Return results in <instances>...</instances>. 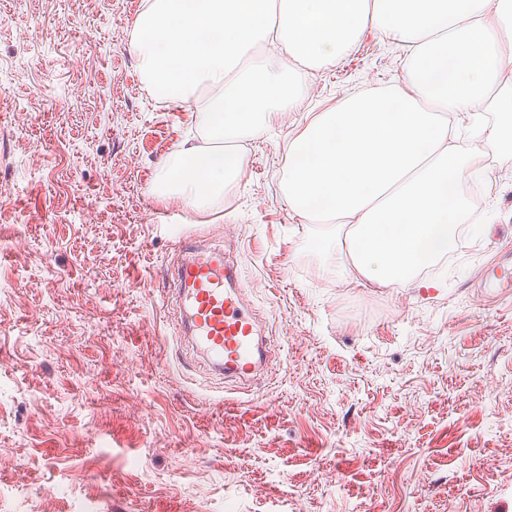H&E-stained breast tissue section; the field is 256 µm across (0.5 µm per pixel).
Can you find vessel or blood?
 Here are the masks:
<instances>
[{"mask_svg": "<svg viewBox=\"0 0 512 512\" xmlns=\"http://www.w3.org/2000/svg\"><path fill=\"white\" fill-rule=\"evenodd\" d=\"M182 257L171 273L181 329L198 360L225 378L255 379L266 354L260 324L247 303L240 269L223 248L194 238L181 242ZM484 287L512 290L506 263L485 268Z\"/></svg>", "mask_w": 512, "mask_h": 512, "instance_id": "1", "label": "vessel or blood"}]
</instances>
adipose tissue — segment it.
Wrapping results in <instances>:
<instances>
[{"instance_id":"ef3b65f1","label":"adipose tissue","mask_w":512,"mask_h":512,"mask_svg":"<svg viewBox=\"0 0 512 512\" xmlns=\"http://www.w3.org/2000/svg\"><path fill=\"white\" fill-rule=\"evenodd\" d=\"M374 28L406 47L400 79L343 97L288 141L285 195L321 242L331 272L380 287L415 285L472 216L451 195L479 177L469 132L512 160V0H144L130 40L142 81L191 106L197 135L162 161L155 192L193 212L224 199L242 144L295 108L311 71ZM212 95L198 97L200 87ZM500 119L488 124L485 113Z\"/></svg>"}]
</instances>
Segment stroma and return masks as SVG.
Here are the masks:
<instances>
[{"label": "stroma", "mask_w": 512, "mask_h": 512, "mask_svg": "<svg viewBox=\"0 0 512 512\" xmlns=\"http://www.w3.org/2000/svg\"><path fill=\"white\" fill-rule=\"evenodd\" d=\"M143 0H0V512H512V162L477 149L484 233L360 288L285 198L313 114L401 75L374 29L245 145L222 204L153 192L194 136L129 47ZM229 249L271 341L249 385L191 365L166 300L180 239ZM507 265L508 261L505 259L498 265L487 267L482 271L481 281L483 287L494 288L492 293H490L491 295H493L498 288H501L502 292L512 290V273L511 271L510 273L506 271Z\"/></svg>", "instance_id": "35a3bbf8"}]
</instances>
